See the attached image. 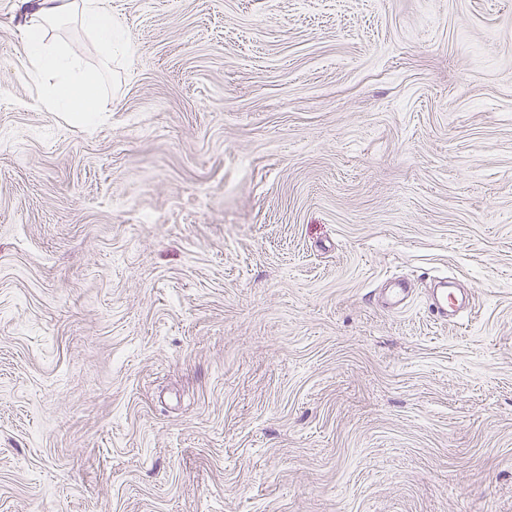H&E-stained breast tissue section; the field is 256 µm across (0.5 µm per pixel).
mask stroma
<instances>
[{"instance_id": "obj_1", "label": "stroma", "mask_w": 512, "mask_h": 512, "mask_svg": "<svg viewBox=\"0 0 512 512\" xmlns=\"http://www.w3.org/2000/svg\"><path fill=\"white\" fill-rule=\"evenodd\" d=\"M108 5L85 128L0 0V512H512V0ZM391 288H385L383 292L384 304L394 310L404 309L410 301V288H406L405 282L398 280L390 284ZM451 297V299H448ZM464 301L459 299L456 294L448 290V288H437L433 291L431 296L430 309L431 312L440 319L447 320L448 318V307H455L456 309L461 308Z\"/></svg>"}]
</instances>
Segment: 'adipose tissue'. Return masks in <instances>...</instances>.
<instances>
[{
    "label": "adipose tissue",
    "mask_w": 512,
    "mask_h": 512,
    "mask_svg": "<svg viewBox=\"0 0 512 512\" xmlns=\"http://www.w3.org/2000/svg\"><path fill=\"white\" fill-rule=\"evenodd\" d=\"M74 15L98 43L104 58L126 55L129 35L112 17L107 0H36L20 52L34 76L42 79L41 99L50 112H67L94 125L99 106L94 74L80 64L79 50L48 40L46 25L62 15Z\"/></svg>",
    "instance_id": "1"
}]
</instances>
